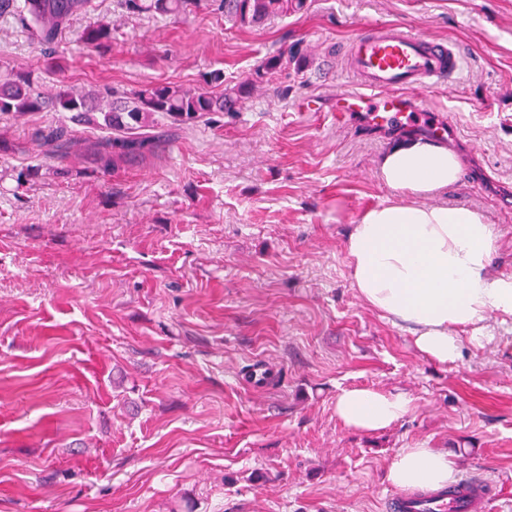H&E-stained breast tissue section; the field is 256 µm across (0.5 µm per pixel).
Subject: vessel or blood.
<instances>
[{"instance_id":"obj_1","label":"vessel or blood","mask_w":512,"mask_h":512,"mask_svg":"<svg viewBox=\"0 0 512 512\" xmlns=\"http://www.w3.org/2000/svg\"><path fill=\"white\" fill-rule=\"evenodd\" d=\"M349 79H337L333 89L337 122L365 114L377 130L409 129L424 111L419 92L440 79L456 78L463 57L454 43L426 40L401 25L374 26L356 36L347 50ZM494 499L482 479L465 478L447 490L398 493L387 502L388 512H487Z\"/></svg>"}]
</instances>
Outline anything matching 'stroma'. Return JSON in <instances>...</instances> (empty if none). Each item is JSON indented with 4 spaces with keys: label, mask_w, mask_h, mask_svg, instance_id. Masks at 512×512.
Returning <instances> with one entry per match:
<instances>
[{
    "label": "stroma",
    "mask_w": 512,
    "mask_h": 512,
    "mask_svg": "<svg viewBox=\"0 0 512 512\" xmlns=\"http://www.w3.org/2000/svg\"><path fill=\"white\" fill-rule=\"evenodd\" d=\"M51 49L0 11V68L42 89L187 88L249 78L239 109L186 126L103 169L109 130L68 112L0 114V512H387L397 449L450 453L512 512V321L456 361L421 353L348 276L351 224L395 193L377 173L391 132L336 126L343 46L399 24L455 43L464 68L425 99L453 110L462 166L438 201L488 217L512 276V0H307L239 28L209 0L180 21L91 0ZM107 23L112 50L80 34ZM321 108L303 112V97ZM276 380L249 388L254 362ZM404 393L399 423L366 433L336 414L349 388Z\"/></svg>",
    "instance_id": "1"
}]
</instances>
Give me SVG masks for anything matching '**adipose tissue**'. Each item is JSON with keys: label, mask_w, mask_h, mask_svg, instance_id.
Segmentation results:
<instances>
[{"label": "adipose tissue", "mask_w": 512, "mask_h": 512, "mask_svg": "<svg viewBox=\"0 0 512 512\" xmlns=\"http://www.w3.org/2000/svg\"><path fill=\"white\" fill-rule=\"evenodd\" d=\"M379 172L403 198L367 209L352 226L345 243L350 280L366 305L413 334L422 353L456 360L463 344L485 342L490 316L512 320V276L493 271V226L470 208L434 204L461 176L456 154L443 145L401 141L381 156ZM411 410L404 394L352 388L336 399L337 416L363 431L386 428ZM386 477L400 490L440 488L457 470L448 453L419 446L398 449Z\"/></svg>", "instance_id": "1"}]
</instances>
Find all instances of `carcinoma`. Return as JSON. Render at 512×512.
<instances>
[{
	"instance_id": "cac0c4a2",
	"label": "carcinoma",
	"mask_w": 512,
	"mask_h": 512,
	"mask_svg": "<svg viewBox=\"0 0 512 512\" xmlns=\"http://www.w3.org/2000/svg\"><path fill=\"white\" fill-rule=\"evenodd\" d=\"M132 15L150 14L159 18H178L191 12L200 0H120ZM91 0H22L18 12L31 27L37 42L47 45L55 39L61 25L74 12L90 7ZM306 0H219L224 18L240 28H256L275 18L304 9ZM80 39L93 51L105 54L112 48L109 25L99 23L85 30ZM289 52L281 50L268 58L247 82L233 86L224 83V72L213 70L203 76L204 86L183 89L160 83L134 90L124 96L104 98L94 88L81 91L61 85L46 95L27 73L12 71L0 75V113L24 114L49 109L53 112H97L103 126L115 131L104 144L100 160L108 169L116 156L135 157L150 146L154 137L144 133L153 127L156 117L188 124L214 112H232L235 105L264 82L276 69L288 68Z\"/></svg>"
}]
</instances>
